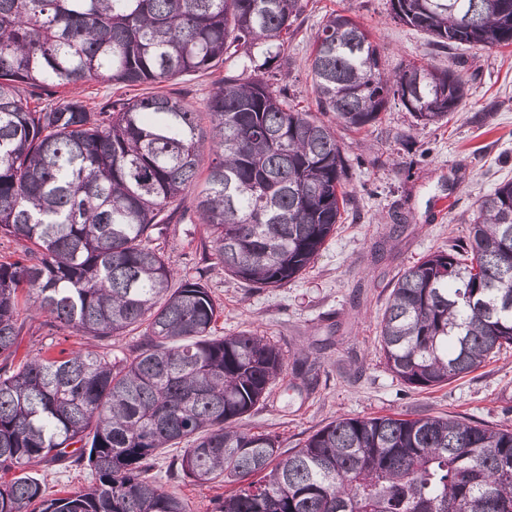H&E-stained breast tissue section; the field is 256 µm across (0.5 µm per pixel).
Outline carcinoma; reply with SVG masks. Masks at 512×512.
I'll list each match as a JSON object with an SVG mask.
<instances>
[{"label":"carcinoma","instance_id":"carcinoma-1","mask_svg":"<svg viewBox=\"0 0 512 512\" xmlns=\"http://www.w3.org/2000/svg\"><path fill=\"white\" fill-rule=\"evenodd\" d=\"M393 20L440 47L512 45V0H390ZM307 0H0V512H188L148 476L184 445L180 476L230 490L213 512H512V428L400 414L335 419L298 448L237 423L272 392L280 350L250 331L215 336L203 277L179 280L154 234L203 184L204 259L258 289L315 260L351 201L335 130L271 83ZM243 52L205 112L171 94L93 105L55 89L135 86L205 73ZM315 106L373 127L392 99L416 123L466 104L458 70L391 75L370 32L335 14L309 57ZM51 90L33 105L27 87ZM211 161L202 175L204 155ZM96 348L9 359L20 298ZM140 333L131 354L112 337ZM386 367L440 387L512 346V181L480 199L468 242L396 280L379 323ZM89 471L48 497L38 464Z\"/></svg>","mask_w":512,"mask_h":512}]
</instances>
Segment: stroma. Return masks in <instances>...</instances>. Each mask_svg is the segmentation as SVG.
Listing matches in <instances>:
<instances>
[{
    "label": "stroma",
    "mask_w": 512,
    "mask_h": 512,
    "mask_svg": "<svg viewBox=\"0 0 512 512\" xmlns=\"http://www.w3.org/2000/svg\"><path fill=\"white\" fill-rule=\"evenodd\" d=\"M336 12L355 17L371 33L387 73L413 61L463 66L470 88L465 106L446 124L423 127L393 100L368 131L337 129L352 200L313 267L281 288L249 286L204 262L201 223L172 220L161 225L157 242L176 275L205 276L223 308L216 335L256 333L276 345L288 364L270 397L241 421L242 429L276 434L287 450L346 417L403 413L512 426V347L463 378L422 390L386 369L378 345L379 321L398 273L429 253L465 243L476 201L512 181V46L442 49L392 20L389 0H309L288 37L292 66L283 79L301 104L314 98L307 65L314 38ZM235 67L231 60L211 73L154 85L95 80L75 92L98 103L148 92L174 94L200 112L213 85ZM492 103V119L479 122L477 113ZM73 346L32 311L15 360L23 362L42 348L56 353ZM176 454L171 448L160 455L153 477L182 496L190 512H212L224 486L198 487L174 478L169 469Z\"/></svg>",
    "instance_id": "35a3bbf8"
}]
</instances>
